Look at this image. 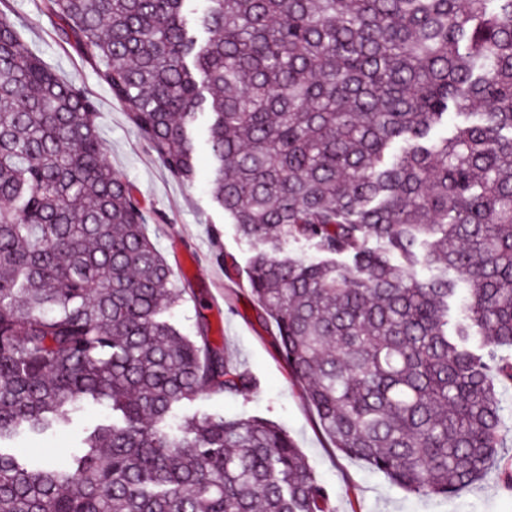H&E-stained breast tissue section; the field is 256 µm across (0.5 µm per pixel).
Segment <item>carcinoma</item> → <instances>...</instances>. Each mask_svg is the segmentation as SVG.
Listing matches in <instances>:
<instances>
[{
  "instance_id": "carcinoma-1",
  "label": "carcinoma",
  "mask_w": 512,
  "mask_h": 512,
  "mask_svg": "<svg viewBox=\"0 0 512 512\" xmlns=\"http://www.w3.org/2000/svg\"><path fill=\"white\" fill-rule=\"evenodd\" d=\"M42 7L171 178L208 116L211 196L332 446L408 492L480 480L512 383V0ZM151 219L94 98L1 18L0 443L106 416L63 464L0 448V512H333L282 428L182 412L256 380L169 320L194 290Z\"/></svg>"
}]
</instances>
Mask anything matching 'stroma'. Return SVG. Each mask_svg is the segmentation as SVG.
Returning <instances> with one entry per match:
<instances>
[{"mask_svg":"<svg viewBox=\"0 0 512 512\" xmlns=\"http://www.w3.org/2000/svg\"><path fill=\"white\" fill-rule=\"evenodd\" d=\"M6 7L11 15L24 19L28 45L63 78L81 84L94 97L108 162L125 175L153 212L148 226L151 238L176 272L186 273L203 287V302L211 309L212 342L222 345L229 361L257 381L256 388L243 395L208 393L194 402L195 410L260 416L285 427L327 486L334 512H512V489L498 469L488 470L481 481L455 496H424L396 488L382 473L333 448L279 356L272 329L258 317L246 280L253 247L239 239L210 197L207 152L198 153L192 183L170 178L92 67L57 40L51 20L42 11V0H8ZM218 250L224 254L221 265L212 260ZM103 416L100 408H87L71 429L40 441L21 440L15 447L32 460L51 456L65 461L77 447L84 425Z\"/></svg>","mask_w":512,"mask_h":512,"instance_id":"stroma-1","label":"stroma"}]
</instances>
